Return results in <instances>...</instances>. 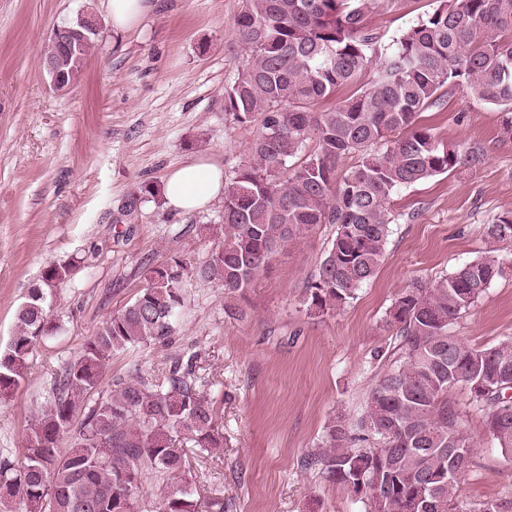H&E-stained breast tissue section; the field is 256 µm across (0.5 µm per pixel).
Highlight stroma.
<instances>
[{
    "instance_id": "1",
    "label": "stroma",
    "mask_w": 512,
    "mask_h": 512,
    "mask_svg": "<svg viewBox=\"0 0 512 512\" xmlns=\"http://www.w3.org/2000/svg\"><path fill=\"white\" fill-rule=\"evenodd\" d=\"M435 6L400 0L369 13L365 25L389 39ZM239 9L240 0H152L139 23L116 30L108 0H0V350L43 269L74 266L50 299L58 334L33 350L18 388L0 397V457L18 458L53 372L137 296L149 269L186 252L200 263L222 248L223 200L183 216L139 187L162 185L200 157L228 172L245 158L255 129L224 112V88L248 57L229 48ZM82 13L99 21L96 46L79 82L57 93L41 65L44 47L55 27ZM419 123L444 142L480 148L484 161L393 194L384 260L350 304L318 315L303 302L336 231L319 224L230 300L242 318L226 317L222 286L195 279L168 343L114 353L101 392L133 368L159 377L188 360L204 393L217 398L224 446L188 456L208 512H363L342 485L302 460L321 446L334 417L361 415L389 368L396 332L385 317L396 294L483 255L484 225L512 211V136L501 112L456 85ZM499 256L503 276L453 326L473 347L512 338V246ZM446 399L478 445L460 499L482 503L512 492V464L486 433L468 388L456 385Z\"/></svg>"
}]
</instances>
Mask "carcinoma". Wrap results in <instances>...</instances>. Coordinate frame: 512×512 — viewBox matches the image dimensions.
Segmentation results:
<instances>
[{
  "instance_id": "1",
  "label": "carcinoma",
  "mask_w": 512,
  "mask_h": 512,
  "mask_svg": "<svg viewBox=\"0 0 512 512\" xmlns=\"http://www.w3.org/2000/svg\"><path fill=\"white\" fill-rule=\"evenodd\" d=\"M396 0H241L235 44L248 63L224 87V112L257 127L246 157L224 177V246L201 264L186 255L149 270L135 299L107 316L80 356L54 373L48 403L28 428L18 461L0 458V505L21 512H139L147 471L176 482L155 512H202L187 477V448L223 445L216 401L180 362L161 379L134 369L106 394L99 387L112 355L171 336L190 278L215 282L228 297L249 287L288 243L317 224L336 236L304 303L318 312L342 307L377 273L392 233V194L483 153L443 142L417 124L444 101L445 87L465 81L478 101L508 114L512 133V0H438L385 40L365 27L368 13ZM96 34L77 58L48 42L68 86L81 77ZM351 94L329 109L314 106ZM316 150L305 152L307 143ZM359 161L343 175L339 161ZM485 255L441 280H419L392 303L399 363L383 373L356 425L329 424L323 451L305 458L343 485L364 512H512V495L484 503L456 496L477 444L445 395L458 383L485 412L486 431L512 461V340L471 347L450 332L502 273L498 246L512 244V213L485 225ZM70 264L49 265L18 308L0 351V397L19 385L25 360L58 332L47 296L69 277ZM72 441L68 452L59 442Z\"/></svg>"
}]
</instances>
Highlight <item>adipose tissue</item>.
I'll return each instance as SVG.
<instances>
[{"label": "adipose tissue", "mask_w": 512, "mask_h": 512, "mask_svg": "<svg viewBox=\"0 0 512 512\" xmlns=\"http://www.w3.org/2000/svg\"><path fill=\"white\" fill-rule=\"evenodd\" d=\"M224 192V171L206 158L172 170L161 189L166 208L192 213L205 208Z\"/></svg>", "instance_id": "adipose-tissue-1"}]
</instances>
